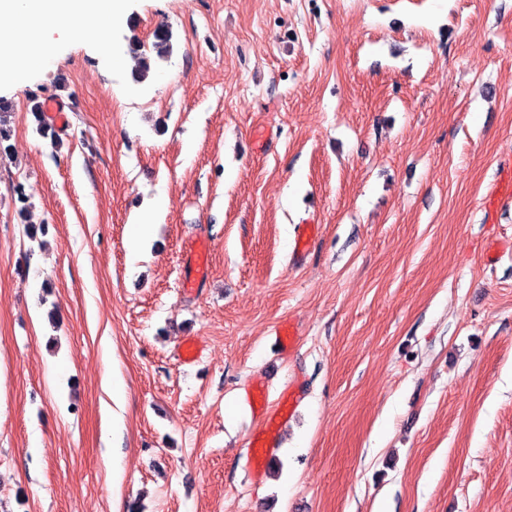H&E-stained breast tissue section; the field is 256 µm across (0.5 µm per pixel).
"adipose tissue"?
Instances as JSON below:
<instances>
[{"instance_id": "adipose-tissue-1", "label": "adipose tissue", "mask_w": 512, "mask_h": 512, "mask_svg": "<svg viewBox=\"0 0 512 512\" xmlns=\"http://www.w3.org/2000/svg\"><path fill=\"white\" fill-rule=\"evenodd\" d=\"M124 0H0V77L26 85L56 60L52 33L97 30L121 15Z\"/></svg>"}]
</instances>
